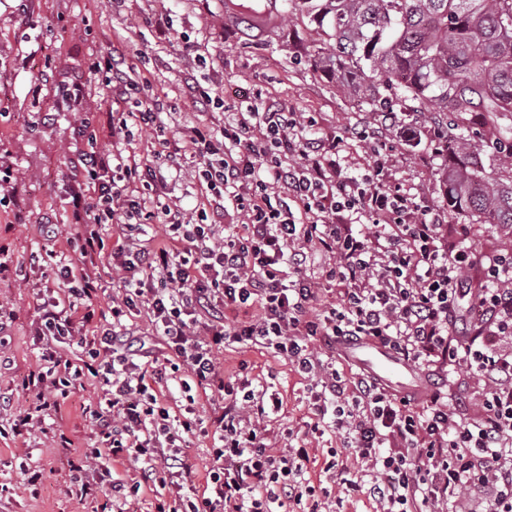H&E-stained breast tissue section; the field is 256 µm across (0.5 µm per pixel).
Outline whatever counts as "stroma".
Listing matches in <instances>:
<instances>
[{"mask_svg":"<svg viewBox=\"0 0 512 512\" xmlns=\"http://www.w3.org/2000/svg\"><path fill=\"white\" fill-rule=\"evenodd\" d=\"M18 5V0H0V107L12 114L11 119L0 121V160L18 169L19 191L31 219L9 233L7 215L0 209V245L9 247L14 260L27 263L31 252L64 250V242L44 240L36 223L44 217L64 221L69 160L80 143L70 115L39 123V112L50 109L52 99L34 97V79L42 72L58 80L81 77L85 58L106 54L118 44L123 45L129 66L148 79L149 99L175 102L183 72L194 71L226 108L272 103L300 113L307 137L342 136L345 166L354 175L369 162L374 141L350 138L349 130L386 127L383 156L392 183L447 211L439 188V174L449 159L447 149L439 144L448 124L446 116L426 122L416 113L400 112L390 123L383 115L364 112L357 97L337 90L335 81L318 69L314 52L321 38L302 22L281 21L277 38L256 42L226 31L222 0H29L23 11ZM162 14L174 20L166 39L153 26L154 18ZM161 120L164 131L151 133L159 151L165 143H177L197 122L222 125L224 114L184 105L163 112ZM407 129L416 132V143L405 140ZM54 271L51 264L30 267L27 287L0 283V303L15 314L6 329V352L12 365L0 370V389L19 384L38 365L40 351L33 346L28 327L49 297ZM243 360L249 365L250 378L281 393L278 422L292 427L314 448L317 461L308 473L312 483L330 485V476L323 471L328 449H336V459L344 465H351L353 458L333 433H311L307 379L266 350L243 352L232 347L224 351L225 376L238 373ZM25 455L31 466L47 471L42 489L35 493L26 488L19 473V459ZM67 479V469L46 439L32 440L23 448L0 438V485L5 488L0 512H96V503L81 504L65 494Z\"/></svg>","mask_w":512,"mask_h":512,"instance_id":"stroma-1","label":"stroma"}]
</instances>
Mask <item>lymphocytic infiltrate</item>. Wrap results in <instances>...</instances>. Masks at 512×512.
<instances>
[{
    "mask_svg": "<svg viewBox=\"0 0 512 512\" xmlns=\"http://www.w3.org/2000/svg\"><path fill=\"white\" fill-rule=\"evenodd\" d=\"M122 48L85 68L119 96L144 92L124 69ZM88 82H61L57 110L72 114L83 146L69 179L67 227L42 225L45 240H66L62 298L43 302L30 334L39 365L22 380L31 405L0 437L24 443L44 435L59 450L78 502L102 499L101 512H125L142 487L168 491L155 512H327L305 477L303 439L272 426L279 393L248 374L228 380L215 350L261 348L311 377L316 426L339 435L358 469L341 478L345 498L368 495L378 512H512V250L474 254L465 224L391 185L383 163L349 176L339 143L314 146L294 113L250 108L201 122L158 162L137 155L134 125H157L163 104L100 118L84 108ZM110 151L98 146L101 132ZM194 158L200 202L195 216L163 202L165 174ZM158 219L166 238L149 239ZM480 266L484 283L469 288ZM116 283L109 311L94 302L101 270ZM469 297L476 317L459 310ZM146 311L165 356L134 339L125 322ZM370 341L425 374L423 392L398 395L362 373L340 374L324 354ZM464 369L469 399L449 405L441 376ZM97 384L82 405L92 437L81 441L50 418L77 390ZM218 393L206 415L173 412L164 390ZM212 440L206 486L182 495L188 470L179 443ZM287 440L284 448L275 439ZM129 461L125 481L110 462Z\"/></svg>",
    "mask_w": 512,
    "mask_h": 512,
    "instance_id": "1",
    "label": "lymphocytic infiltrate"
}]
</instances>
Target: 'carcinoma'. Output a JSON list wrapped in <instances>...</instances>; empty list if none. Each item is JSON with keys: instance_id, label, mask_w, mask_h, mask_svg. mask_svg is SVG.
<instances>
[{"instance_id": "cac0c4a2", "label": "carcinoma", "mask_w": 512, "mask_h": 512, "mask_svg": "<svg viewBox=\"0 0 512 512\" xmlns=\"http://www.w3.org/2000/svg\"><path fill=\"white\" fill-rule=\"evenodd\" d=\"M296 16L326 36L317 54L336 88L385 112L394 97L455 117L454 145L440 184L451 213L512 227V175L496 180L465 163L477 150L465 135L512 166V0H287Z\"/></svg>"}]
</instances>
